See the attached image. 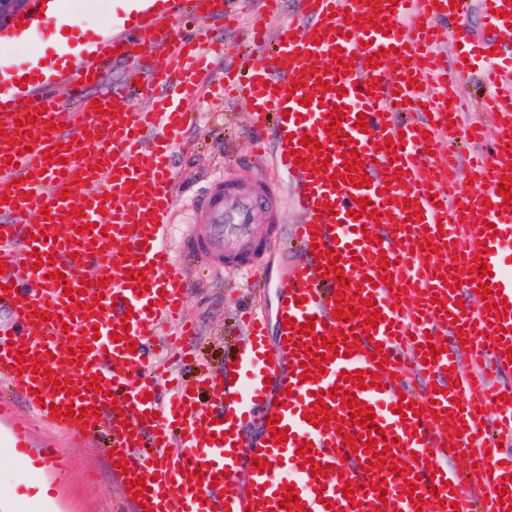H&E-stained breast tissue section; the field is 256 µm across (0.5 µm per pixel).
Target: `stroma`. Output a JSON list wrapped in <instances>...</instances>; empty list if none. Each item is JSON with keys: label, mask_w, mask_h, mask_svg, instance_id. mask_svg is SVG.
I'll return each instance as SVG.
<instances>
[{"label": "stroma", "mask_w": 512, "mask_h": 512, "mask_svg": "<svg viewBox=\"0 0 512 512\" xmlns=\"http://www.w3.org/2000/svg\"><path fill=\"white\" fill-rule=\"evenodd\" d=\"M77 24L88 34L125 38V22L129 13L123 0H75ZM240 28L225 30L223 23H202L199 14L188 8L186 0H171L161 23L171 35H186L208 27L220 35L227 49L226 63L236 65L238 73H246L256 63L259 52H241L244 30L262 23L268 32H276L287 22L294 7L287 0L282 12L264 13L260 0H240ZM165 46L147 42L120 61L98 66L96 91L121 87L139 73L144 60H164ZM184 132L176 141L174 162L181 180L176 188L174 218L178 225L193 220V198L214 176L226 174L239 182L248 183L268 168L265 157H250L243 150L250 125V105L243 98H226L211 91L187 107ZM284 250L278 249L261 260L262 280L251 288L247 276L226 278L213 275L203 268H189L192 283L185 298V316L197 323L200 331L194 361L182 364L180 373L185 381H193L200 367L219 372L223 363L233 360L244 337L245 326L238 309L248 298H258L267 322H274L277 289ZM36 447L43 456L37 462L39 478L50 486L54 500L53 512H130L122 500L112 470L101 453L103 439L90 435L77 444L63 443L60 436L44 429L34 432Z\"/></svg>", "instance_id": "1"}]
</instances>
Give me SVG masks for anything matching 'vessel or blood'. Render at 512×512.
I'll return each mask as SVG.
<instances>
[{"label":"vessel or blood","instance_id":"1","mask_svg":"<svg viewBox=\"0 0 512 512\" xmlns=\"http://www.w3.org/2000/svg\"><path fill=\"white\" fill-rule=\"evenodd\" d=\"M26 19L27 29L53 25L69 13L70 0ZM395 14H387V7ZM487 15L493 34L471 29L472 11ZM512 29V0H296V9L274 38L275 48L252 68L234 92L247 97L255 129L272 127V140L258 137L250 149H273V163L294 187L299 221L288 232L279 221L272 180L243 185L219 177L195 197V224L172 247L173 137L184 125L186 105L208 84L221 44L193 36L170 41L168 59L151 67L149 81L131 94L149 98L146 112L123 108L124 94L104 92L63 111L52 85L36 77L31 61L0 60V306L11 314L0 326V383L29 411L13 419L0 398V419L10 437L9 455L30 472L35 451L31 423L80 440L97 429L110 437L108 462L132 512H277L284 494L295 490L301 506L291 512H512V454L503 435L512 433V276L505 250L512 246V211L498 185L512 172V53L497 50V35ZM161 34L156 24L137 23L122 40H98L94 57L129 52L145 37ZM455 38L452 61L439 44ZM480 71L492 92L483 111L496 114L491 152L462 159L443 145L456 135L474 143L484 130L462 124L457 81ZM26 89H16L18 80ZM340 110V140L329 136L328 115ZM367 130H359V117ZM310 144H303V137ZM359 163L346 171L350 151ZM99 157L92 172L86 155ZM471 182L461 187L460 168ZM349 172L348 182L332 179ZM368 199L376 218L358 215ZM418 210L408 213L406 201ZM85 210L91 227L76 233L72 208ZM265 212L273 230L253 240L249 226ZM496 233L479 232L480 222ZM63 233H56V226ZM297 248L286 262L279 318L294 326L269 336L265 316L254 317L234 364L220 376H204L216 402L204 408L190 385L172 382L163 359L176 349L190 356L196 331L176 333L187 280L174 253L220 273L254 269L284 238ZM338 255L336 272L322 273L326 250ZM53 253L39 268L32 252ZM392 260L384 268L380 255ZM489 264L486 302L457 308L472 294L474 258ZM144 271L140 292L128 271ZM391 280H384V271ZM61 272L70 287L88 281L86 295L63 296L49 275ZM349 286L341 288L337 274ZM373 300L376 325L363 316L338 318L339 307ZM103 301L102 317L82 316L81 303ZM498 311H490V304ZM47 319H40V312ZM463 316L464 326L454 323ZM314 319L313 334L301 326ZM353 338L351 356L323 349L325 337ZM27 351L26 363L14 354ZM324 353L327 364H308V353ZM49 359L52 376L36 372ZM361 373V384L342 375ZM99 387L89 388L91 377ZM71 380L81 400L54 388ZM355 392L373 407L374 428L352 424L350 408L333 397L335 386ZM415 411L399 415L401 400ZM328 405L325 426L308 421L317 401ZM60 414H52V406ZM96 416L77 421L83 408ZM73 409L66 417L65 409ZM498 412L496 426L483 424V410ZM279 417L286 441L273 438L268 418ZM385 441H378V431ZM376 439L408 469L394 474L370 467L356 436ZM320 476L304 469L299 446ZM476 464L457 471L455 455ZM267 468L255 467V460ZM204 482L191 487L195 470ZM144 478L150 501L135 498ZM468 481L473 506H460L452 488ZM358 490L345 496L343 486ZM385 482V491L374 490ZM247 484L240 493L239 484ZM417 487L418 499L402 494ZM505 495H498V487Z\"/></svg>","mask_w":512,"mask_h":512}]
</instances>
